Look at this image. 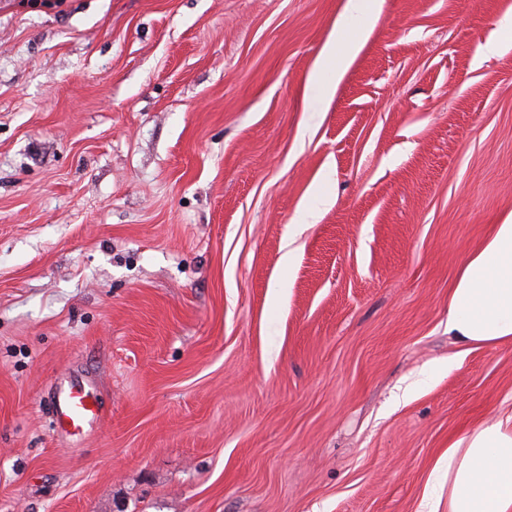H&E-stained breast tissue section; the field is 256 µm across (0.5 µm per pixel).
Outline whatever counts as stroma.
Returning <instances> with one entry per match:
<instances>
[{"label":"stroma","mask_w":512,"mask_h":512,"mask_svg":"<svg viewBox=\"0 0 512 512\" xmlns=\"http://www.w3.org/2000/svg\"><path fill=\"white\" fill-rule=\"evenodd\" d=\"M345 3L0 0V512H448L512 406L448 332L512 216V0H384L327 98ZM51 405L58 423L74 431H82L97 419L99 406L92 391L70 384L54 394Z\"/></svg>","instance_id":"obj_1"}]
</instances>
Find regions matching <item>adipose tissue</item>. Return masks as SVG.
<instances>
[{"mask_svg": "<svg viewBox=\"0 0 512 512\" xmlns=\"http://www.w3.org/2000/svg\"><path fill=\"white\" fill-rule=\"evenodd\" d=\"M384 0H346L307 83L336 91L325 71L344 75L364 46ZM448 331L471 347L512 344V219L460 266L448 298ZM448 512H512V411L449 443L442 457Z\"/></svg>", "mask_w": 512, "mask_h": 512, "instance_id": "obj_1", "label": "adipose tissue"}]
</instances>
